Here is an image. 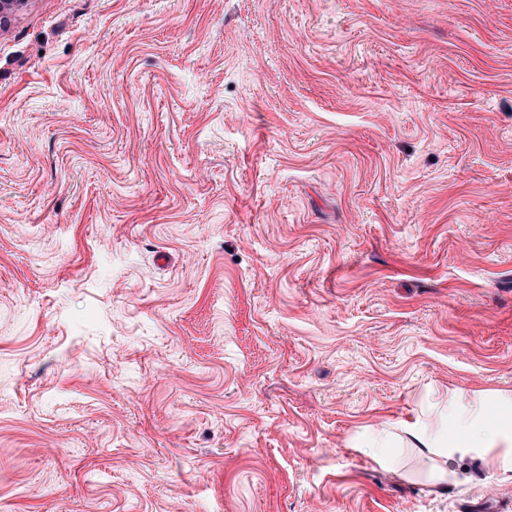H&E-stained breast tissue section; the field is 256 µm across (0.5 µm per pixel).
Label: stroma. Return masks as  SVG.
I'll return each mask as SVG.
<instances>
[{"mask_svg": "<svg viewBox=\"0 0 512 512\" xmlns=\"http://www.w3.org/2000/svg\"><path fill=\"white\" fill-rule=\"evenodd\" d=\"M479 391L512 393V0L0 27V512H512L407 433Z\"/></svg>", "mask_w": 512, "mask_h": 512, "instance_id": "1", "label": "stroma"}]
</instances>
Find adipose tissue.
Segmentation results:
<instances>
[{
  "label": "adipose tissue",
  "instance_id": "adipose-tissue-1",
  "mask_svg": "<svg viewBox=\"0 0 512 512\" xmlns=\"http://www.w3.org/2000/svg\"><path fill=\"white\" fill-rule=\"evenodd\" d=\"M491 404L481 397L472 398L470 410L462 415L452 437H432L423 427L414 428L410 436L416 445L442 459L436 467L434 484L454 481L456 473L449 462L455 456L479 452L485 466L492 471H512V423L494 419Z\"/></svg>",
  "mask_w": 512,
  "mask_h": 512
}]
</instances>
